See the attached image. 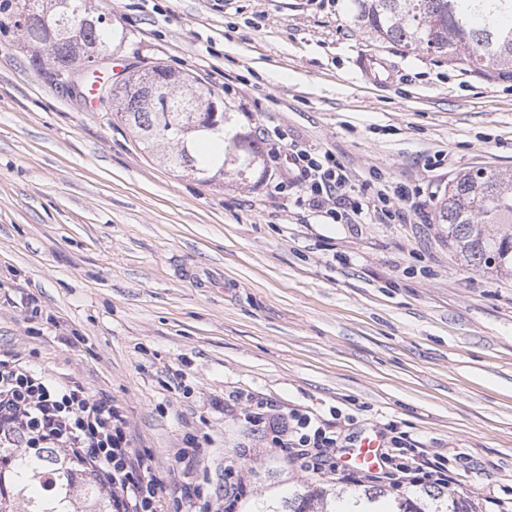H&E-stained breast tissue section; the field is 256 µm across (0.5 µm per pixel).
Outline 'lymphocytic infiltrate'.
<instances>
[{"mask_svg": "<svg viewBox=\"0 0 512 512\" xmlns=\"http://www.w3.org/2000/svg\"><path fill=\"white\" fill-rule=\"evenodd\" d=\"M294 183L309 191L313 203L334 217L331 206L349 186L344 169L331 153L304 149L290 154ZM211 408L239 422L248 440L262 441L270 456H283L292 468L332 475L346 484L365 482L403 491L433 486L455 491L459 481L444 455L413 444L406 435L390 437L378 471L353 472L339 467L342 443L333 422L307 409H282L248 391L212 399ZM0 446L57 448L88 471L109 493L112 512H165L175 494L202 504L201 488L186 489L181 473L196 469L206 454L195 440L178 449L167 477L157 476L150 454L133 447L126 409L111 397L93 393L83 382L54 376L17 354H0Z\"/></svg>", "mask_w": 512, "mask_h": 512, "instance_id": "f902f5d3", "label": "lymphocytic infiltrate"}]
</instances>
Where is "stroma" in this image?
I'll list each match as a JSON object with an SVG mask.
<instances>
[{
    "label": "stroma",
    "mask_w": 512,
    "mask_h": 512,
    "mask_svg": "<svg viewBox=\"0 0 512 512\" xmlns=\"http://www.w3.org/2000/svg\"><path fill=\"white\" fill-rule=\"evenodd\" d=\"M110 10L100 78L161 64L265 132V176L203 182L149 154L0 33V353L80 379L129 414L158 476L192 437L189 482L223 493L242 440L206 404L236 390L393 428L446 454L464 498L512 497V275L462 265L433 204L458 175L512 174V77L376 42L350 0H91ZM384 57L378 87L352 66ZM330 151L353 192L323 218L285 155ZM398 220L354 215L380 185ZM35 308H28V299ZM237 512H282L311 481L253 443Z\"/></svg>",
    "instance_id": "stroma-1"
}]
</instances>
